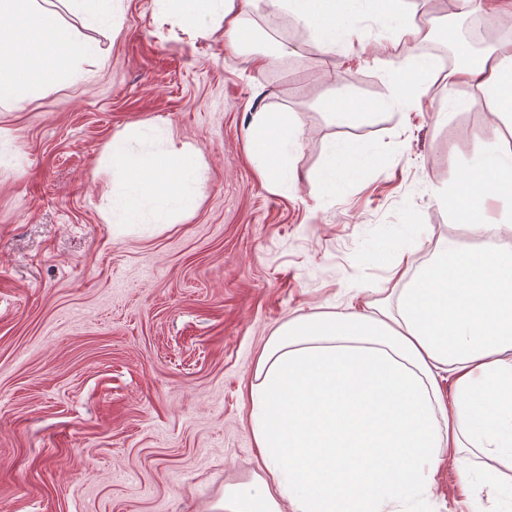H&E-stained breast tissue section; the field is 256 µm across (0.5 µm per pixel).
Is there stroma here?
I'll use <instances>...</instances> for the list:
<instances>
[{"label":"stroma","mask_w":512,"mask_h":512,"mask_svg":"<svg viewBox=\"0 0 512 512\" xmlns=\"http://www.w3.org/2000/svg\"><path fill=\"white\" fill-rule=\"evenodd\" d=\"M443 59L393 44L365 12L335 53L263 0L246 40L187 33L160 0H124L97 34L103 68L22 105L0 99V512H214L257 473L240 392L282 322L392 287L383 259L410 226L422 263L465 229L435 190L477 149L512 152L472 87H447L478 15L417 0ZM433 78L394 95L395 73ZM301 131L284 191L248 158L254 113ZM192 149L199 203L162 226L106 223L105 154L134 124ZM368 145L363 174L317 192L333 141ZM425 512H469L452 462Z\"/></svg>","instance_id":"stroma-1"}]
</instances>
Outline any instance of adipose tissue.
Instances as JSON below:
<instances>
[{
  "label": "adipose tissue",
  "instance_id": "1",
  "mask_svg": "<svg viewBox=\"0 0 512 512\" xmlns=\"http://www.w3.org/2000/svg\"><path fill=\"white\" fill-rule=\"evenodd\" d=\"M65 3L93 31L111 28L122 9V0ZM164 3L187 32L207 11L229 36L242 32L236 0ZM267 3L318 33L328 53L351 18L370 10L399 15L395 43L429 37L406 16L407 0ZM74 55L104 63L95 42L73 45L39 0H0V98L26 100ZM453 81L474 87L512 129V40ZM142 136L130 128L107 153L108 223L168 224L196 208L190 155L171 139L134 150ZM250 136L263 177L287 182L299 136L288 114L256 113ZM366 157L340 145L317 183L341 186ZM438 202L468 240L442 244L382 300L300 316L268 337L243 394L260 474L226 485L220 512H399L429 494L450 448L499 467L472 483L470 512H512V478L499 475L512 471V153H477Z\"/></svg>",
  "mask_w": 512,
  "mask_h": 512
}]
</instances>
